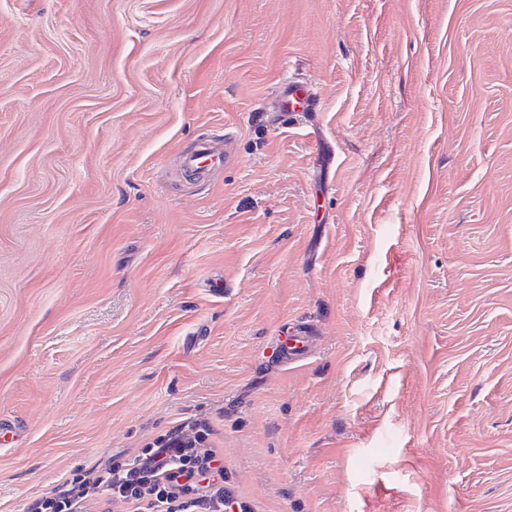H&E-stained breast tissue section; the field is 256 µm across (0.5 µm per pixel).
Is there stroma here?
I'll list each match as a JSON object with an SVG mask.
<instances>
[{
    "label": "stroma",
    "instance_id": "stroma-1",
    "mask_svg": "<svg viewBox=\"0 0 512 512\" xmlns=\"http://www.w3.org/2000/svg\"><path fill=\"white\" fill-rule=\"evenodd\" d=\"M195 420L251 512H512V0H0V512ZM318 95L315 85L307 80L284 76L279 83L275 101L278 119L283 125L287 120L295 123L308 112H315ZM226 160V151H217L210 141L201 139L194 151L183 157L184 169L197 181H204L208 172L219 168ZM280 337V353H282V359L285 361H296L309 353L310 336L307 333L295 332Z\"/></svg>",
    "mask_w": 512,
    "mask_h": 512
}]
</instances>
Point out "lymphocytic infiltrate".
<instances>
[{
  "label": "lymphocytic infiltrate",
  "mask_w": 512,
  "mask_h": 512,
  "mask_svg": "<svg viewBox=\"0 0 512 512\" xmlns=\"http://www.w3.org/2000/svg\"><path fill=\"white\" fill-rule=\"evenodd\" d=\"M207 423L175 430L153 446L114 465L61 484L29 512H249L224 488V453L208 443Z\"/></svg>",
  "instance_id": "obj_1"
}]
</instances>
